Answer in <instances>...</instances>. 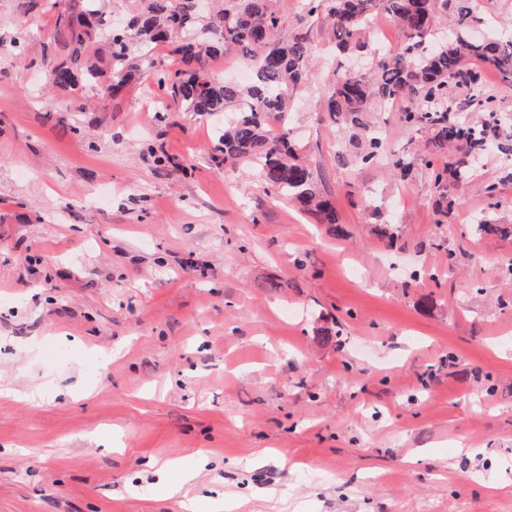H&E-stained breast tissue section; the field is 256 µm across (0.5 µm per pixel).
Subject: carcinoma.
I'll list each match as a JSON object with an SVG mask.
<instances>
[{"instance_id":"1","label":"carcinoma","mask_w":512,"mask_h":512,"mask_svg":"<svg viewBox=\"0 0 512 512\" xmlns=\"http://www.w3.org/2000/svg\"><path fill=\"white\" fill-rule=\"evenodd\" d=\"M72 2L50 3L56 32L66 36L65 46L71 51L65 62L43 64L49 88L69 92L96 88L107 76L109 83L103 85L115 95L135 77L131 58L136 50L151 69L159 118L165 117L170 101L197 115L232 113L215 148L222 154L217 164L256 161L267 189L298 203L333 234H342L336 207L322 194L313 169L297 156L287 133L274 134L266 126L271 114L288 116L289 91L302 83L312 62L307 34L283 35L285 18L271 0H224V7L207 22L195 9L196 0H139L123 27L112 25L98 8L99 0H82L78 13ZM450 7L457 14V31L454 38L441 40L436 26ZM380 12L389 16L403 38L398 52H379L368 39L372 20ZM476 19L474 0H305L298 24L304 28L322 20L331 25L339 51H360L372 59L369 78L341 71L333 75L325 100L330 117L359 126L371 105L406 99L411 102L402 114L407 130H429L431 147L437 152L448 150L450 142L463 144L464 154L455 162L454 173L464 179L473 159L501 128L493 96L470 65L476 62L512 85V38L471 37ZM158 43L173 44L183 68H156L151 52ZM230 54L254 64L250 82L220 81L211 74L208 61ZM453 85L465 89L459 102L449 94ZM461 112H484L486 118L480 124L468 123L460 119ZM384 151L382 139L371 133L359 159L371 165ZM432 175L440 212L446 215L453 207L448 169H434Z\"/></svg>"}]
</instances>
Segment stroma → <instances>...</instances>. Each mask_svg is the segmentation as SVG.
<instances>
[{
    "mask_svg": "<svg viewBox=\"0 0 512 512\" xmlns=\"http://www.w3.org/2000/svg\"><path fill=\"white\" fill-rule=\"evenodd\" d=\"M54 35L47 0H0V383L35 392L0 397V512H512V160L442 215L423 158L458 153L403 100L364 114L390 151L361 164L315 24L286 127L336 236L216 167L223 114L158 121L150 79L67 109Z\"/></svg>",
    "mask_w": 512,
    "mask_h": 512,
    "instance_id": "35a3bbf8",
    "label": "stroma"
}]
</instances>
